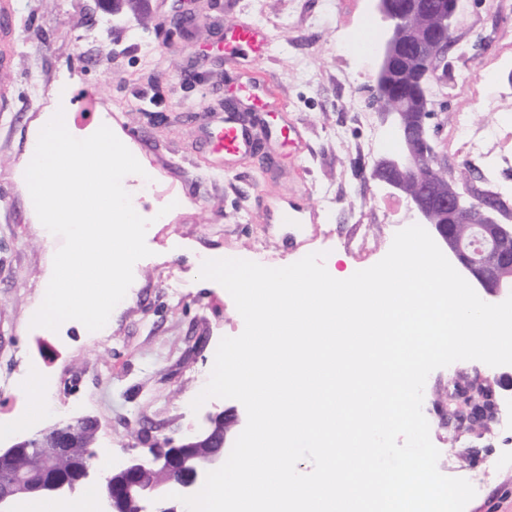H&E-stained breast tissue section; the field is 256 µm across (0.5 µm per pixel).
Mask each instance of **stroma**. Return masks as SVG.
<instances>
[{
	"mask_svg": "<svg viewBox=\"0 0 512 512\" xmlns=\"http://www.w3.org/2000/svg\"><path fill=\"white\" fill-rule=\"evenodd\" d=\"M13 63L0 70V377L16 381L38 368L51 381L49 412L25 430L34 435L59 421L98 423L95 450L121 468L153 442L196 431L224 399L191 403L206 386L221 338L244 329L219 283L199 279L201 253L287 266L311 253L337 268H369L405 228L408 205L386 209L391 195L368 178L373 163L359 145L357 121L371 111L372 55L378 44L373 0H187L195 21L188 37L169 38L174 0H148L142 21L106 13L96 0H12ZM262 30V53H223L224 32L241 23ZM512 32V0H459L448 52L446 85H431L432 137L448 171L469 165L449 153L454 114L490 130L512 128V53L498 34ZM264 83L261 101L250 98ZM254 108L259 153L218 151L208 131L224 117V100ZM64 111L72 134L92 135L101 120L142 167L154 190L123 180L135 210L168 207L147 239L149 257L134 266V286L115 307L107 334L79 321L58 330L31 327L51 257L63 240L35 224L24 178L28 143L45 113ZM176 207H169V199ZM293 220L280 221L281 211ZM379 224H359L369 211ZM364 235L371 255L351 246ZM489 380L498 404L512 406V365L457 361L430 373L422 411L444 475L477 482L465 512H512V423L449 437L433 406L452 376Z\"/></svg>",
	"mask_w": 512,
	"mask_h": 512,
	"instance_id": "1",
	"label": "stroma"
}]
</instances>
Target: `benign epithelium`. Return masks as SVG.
<instances>
[{
    "label": "benign epithelium",
    "instance_id": "1",
    "mask_svg": "<svg viewBox=\"0 0 512 512\" xmlns=\"http://www.w3.org/2000/svg\"><path fill=\"white\" fill-rule=\"evenodd\" d=\"M389 27L375 58L372 104L392 120L401 149L376 160L370 179L406 199L419 223L429 224L436 238L485 292L502 300L512 294L504 271L512 269V225L497 220V209L481 213L482 239L488 247L476 253L464 248L453 229L469 222L478 200L454 176L412 180L420 165L438 155L432 144L435 112L428 97L431 83H445L448 46L452 39L458 0H439L429 9L426 0H374ZM247 422L235 406L204 418L203 427L179 444L166 439L168 452L151 451V458L132 456L121 469L103 479L104 512H150L171 493L190 496L203 486L207 472L224 464ZM81 425L67 424L41 431L0 449V512H12L17 499L43 493L76 492L90 475L98 454L83 450Z\"/></svg>",
    "mask_w": 512,
    "mask_h": 512
}]
</instances>
